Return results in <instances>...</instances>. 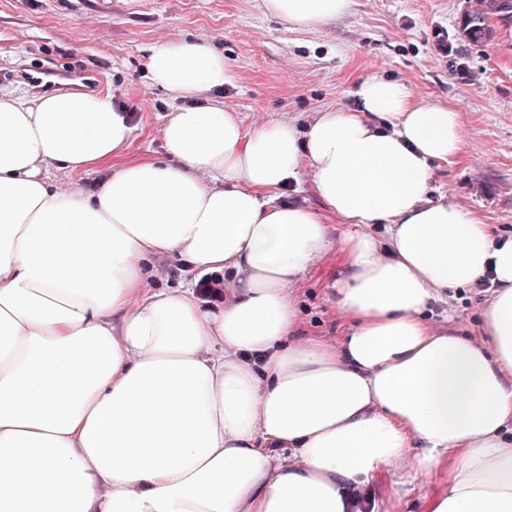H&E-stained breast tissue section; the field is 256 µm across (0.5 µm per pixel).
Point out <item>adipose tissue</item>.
<instances>
[{
	"instance_id": "1",
	"label": "adipose tissue",
	"mask_w": 512,
	"mask_h": 512,
	"mask_svg": "<svg viewBox=\"0 0 512 512\" xmlns=\"http://www.w3.org/2000/svg\"><path fill=\"white\" fill-rule=\"evenodd\" d=\"M350 6L265 0L303 29ZM148 72L180 105L133 163L111 95L0 96V512H360L350 488L443 466L419 512H512V238L430 197L458 112L375 74L305 130L246 129L206 97L233 80L209 42L160 43ZM305 169L316 210L279 200ZM330 254L351 329L298 335L295 287ZM159 256L188 281L150 287ZM487 275L485 342L432 328Z\"/></svg>"
}]
</instances>
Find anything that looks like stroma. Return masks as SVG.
Here are the masks:
<instances>
[{"label":"stroma","mask_w":512,"mask_h":512,"mask_svg":"<svg viewBox=\"0 0 512 512\" xmlns=\"http://www.w3.org/2000/svg\"><path fill=\"white\" fill-rule=\"evenodd\" d=\"M463 0H352L326 26L294 28L267 15L263 0H0V92L37 97L21 70L54 68L101 76L116 105L132 115L135 162L163 154L162 125L175 101L152 86V48L183 38L211 42L234 75L212 91L243 127L288 121L307 127L317 112L355 106L353 92L380 74L403 82L415 99L452 107L463 122L465 152L434 171L432 199L481 213L494 238L512 237V44L493 38L463 52L442 51L437 35L455 28ZM337 267L324 261L296 292L302 333L341 336L347 321L324 290ZM490 296L449 291L432 304L438 329L478 337ZM445 469L411 484L398 476L366 485L380 512H416L422 495L447 482Z\"/></svg>","instance_id":"stroma-1"}]
</instances>
